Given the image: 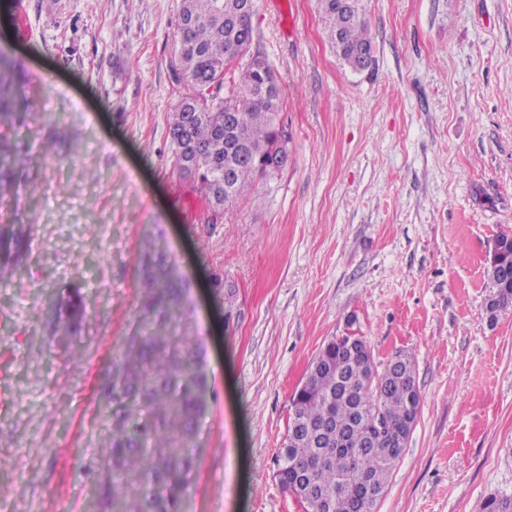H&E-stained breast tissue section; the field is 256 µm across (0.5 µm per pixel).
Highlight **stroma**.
Here are the masks:
<instances>
[{
    "label": "stroma",
    "mask_w": 512,
    "mask_h": 512,
    "mask_svg": "<svg viewBox=\"0 0 512 512\" xmlns=\"http://www.w3.org/2000/svg\"><path fill=\"white\" fill-rule=\"evenodd\" d=\"M256 0L287 167L218 223L174 167L179 0H0L30 99L0 280V512H89L100 403L137 326L143 238L177 273L210 387L187 512H304L274 477L292 396L327 342L415 356L420 412L375 512L512 498V311L488 258L512 236V0H364L374 62L332 51L318 0ZM222 276L223 291L212 288ZM497 246L491 254L490 265L487 267V276L491 283L492 294L488 296L485 303V311L490 322H495L498 315L506 310L512 309V237L502 235L497 239Z\"/></svg>",
    "instance_id": "1"
}]
</instances>
